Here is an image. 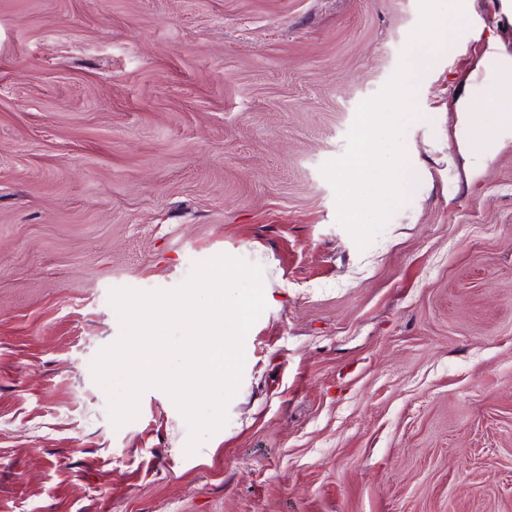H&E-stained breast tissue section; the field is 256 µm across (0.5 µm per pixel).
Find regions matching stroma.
<instances>
[{"label": "stroma", "instance_id": "35a3bbf8", "mask_svg": "<svg viewBox=\"0 0 512 512\" xmlns=\"http://www.w3.org/2000/svg\"><path fill=\"white\" fill-rule=\"evenodd\" d=\"M419 69L404 205L366 248L322 165L394 74L418 0H0V512H512V69L470 0ZM263 268L224 428L114 427L109 292L194 255Z\"/></svg>", "mask_w": 512, "mask_h": 512}]
</instances>
